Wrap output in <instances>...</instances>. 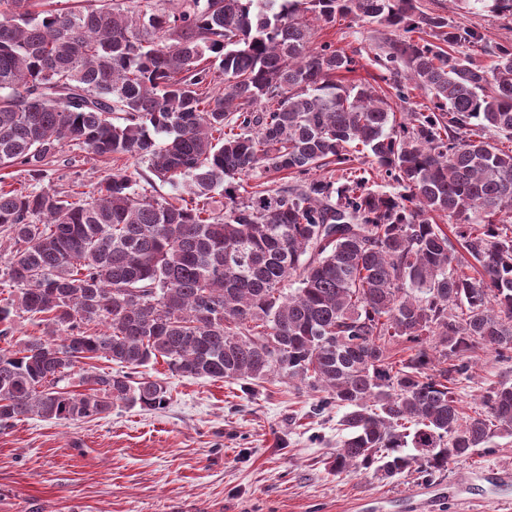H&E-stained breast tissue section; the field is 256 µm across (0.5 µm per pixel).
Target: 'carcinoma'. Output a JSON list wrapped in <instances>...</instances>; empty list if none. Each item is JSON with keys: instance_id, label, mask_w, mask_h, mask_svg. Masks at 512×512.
Returning <instances> with one entry per match:
<instances>
[{"instance_id": "carcinoma-1", "label": "carcinoma", "mask_w": 512, "mask_h": 512, "mask_svg": "<svg viewBox=\"0 0 512 512\" xmlns=\"http://www.w3.org/2000/svg\"><path fill=\"white\" fill-rule=\"evenodd\" d=\"M463 2L512 21V0ZM309 14L388 37L371 56L312 48ZM487 129L512 142V44L416 0H0V169L38 184L84 146L184 190L159 200L122 174L74 201L0 190V334L47 321L0 348V426L161 409L167 387L142 372L161 359L320 393L312 413L345 410L338 473L432 475L512 434V385L468 416L455 393L478 349L512 361V145ZM331 166L336 180L313 177ZM259 170L285 183L241 195ZM96 358L124 370L84 367ZM46 328V325L38 321L32 320L27 314L21 317H15L13 323V329L8 335L7 342H11L12 345L18 346L23 343L29 336H38Z\"/></svg>"}]
</instances>
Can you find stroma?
Returning <instances> with one entry per match:
<instances>
[{
    "mask_svg": "<svg viewBox=\"0 0 512 512\" xmlns=\"http://www.w3.org/2000/svg\"><path fill=\"white\" fill-rule=\"evenodd\" d=\"M478 28L489 44H512V26L456 0H418ZM383 28L365 20L312 23V44L376 49ZM108 165L86 148H65L45 184L93 189ZM146 372L167 386L164 408L114 406L81 422L31 417L0 428V512H489L512 498V436L495 437L446 471L382 476L375 469L336 474L330 463L344 432L341 414H312L318 395L279 375L261 383L205 381ZM512 384V363L477 352L471 378L455 387L463 413L489 388Z\"/></svg>",
    "mask_w": 512,
    "mask_h": 512,
    "instance_id": "stroma-1",
    "label": "stroma"
}]
</instances>
